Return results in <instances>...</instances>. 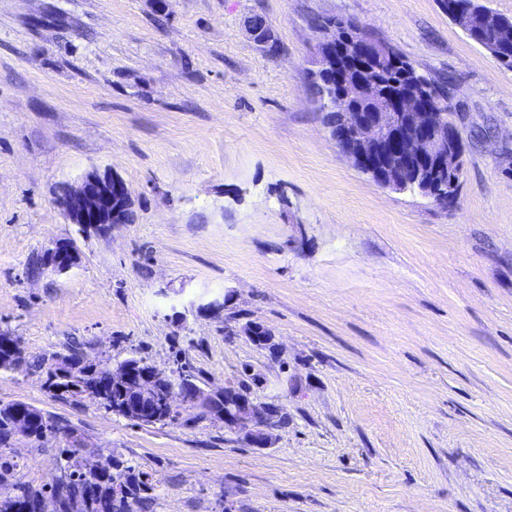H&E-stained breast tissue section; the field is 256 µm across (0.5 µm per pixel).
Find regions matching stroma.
I'll use <instances>...</instances> for the list:
<instances>
[{"label":"stroma","mask_w":512,"mask_h":512,"mask_svg":"<svg viewBox=\"0 0 512 512\" xmlns=\"http://www.w3.org/2000/svg\"><path fill=\"white\" fill-rule=\"evenodd\" d=\"M326 19L448 87L450 204L339 149L311 91ZM93 171L126 182L130 222L64 218L57 198ZM60 240L79 264L30 271ZM221 296L223 317L201 312ZM249 323L274 349L226 336ZM0 330L31 357L80 342L181 360L205 388L260 377L255 397L288 415L268 448L0 375V401L151 474V512H512V69L438 0H0ZM11 453L22 480L58 473L55 447Z\"/></svg>","instance_id":"35a3bbf8"}]
</instances>
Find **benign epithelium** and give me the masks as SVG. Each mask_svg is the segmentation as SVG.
<instances>
[{
	"label": "benign epithelium",
	"mask_w": 512,
	"mask_h": 512,
	"mask_svg": "<svg viewBox=\"0 0 512 512\" xmlns=\"http://www.w3.org/2000/svg\"><path fill=\"white\" fill-rule=\"evenodd\" d=\"M450 13L471 35L476 34L478 24L494 26L503 40L512 42V23H505L494 12L485 10L475 17L469 7L452 3ZM314 29L318 34L316 73L339 76V88H329L319 99L320 110L335 111L332 136L351 147L347 158L353 166L385 188L399 192L416 189L433 203L447 204L448 194L459 185L462 173L458 126L426 91L389 92L383 66L394 57L393 46L364 40L363 29L352 25L355 49L367 64L360 68L359 75L344 77L342 55L334 52L338 27L320 21ZM248 30L253 42L264 48L266 25L253 17ZM128 200L129 191L121 179L93 171L78 187L65 189L57 205L69 223L105 232L123 223L122 210ZM79 260L80 254L70 241L58 242L43 254L44 266L59 273L69 271ZM51 365L62 379L75 372L72 361L63 353L52 356ZM112 387L122 392L114 408L136 421L155 419L160 408L172 404L181 394L171 384V372L153 364L140 374L128 366H112ZM230 391L238 393L231 410L211 409L213 401L224 397V390L197 384L192 388V404L224 426L242 432L250 446L270 447L274 425L266 419V406L256 402L249 390L232 387Z\"/></svg>",
	"instance_id": "1"
}]
</instances>
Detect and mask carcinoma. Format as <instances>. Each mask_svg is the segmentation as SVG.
I'll use <instances>...</instances> for the list:
<instances>
[{"label": "carcinoma", "instance_id": "1", "mask_svg": "<svg viewBox=\"0 0 512 512\" xmlns=\"http://www.w3.org/2000/svg\"><path fill=\"white\" fill-rule=\"evenodd\" d=\"M387 78L395 84V90L408 89L417 80L424 87L434 83L420 73L403 55L387 69ZM20 347L18 337L7 331L0 332V374L11 373L15 369L26 368L38 375L53 397L66 400L78 394L60 389V383L50 380V368L45 361L29 359L23 351L12 352L8 346ZM68 357L88 375L81 384L88 389V396L98 400V404L112 409V402L119 396L112 389V370L107 358L104 364L87 359L83 348L74 344L67 349ZM23 408L33 416L30 433L25 441L37 448H43L53 441L61 440L64 446L59 449L60 474L42 485H32L17 478V462L9 455L8 449L19 442L18 435L9 427L14 410ZM189 407L180 405L160 410V421H146L144 425L160 427L177 424L181 421H195L206 418L203 412L188 414ZM76 430L61 417L38 409L21 401L0 403V512H23L26 505L39 508V512H133L132 507L146 510L147 493L152 490L150 475L137 465L122 460L112 450L91 448L86 443L72 441ZM90 456L103 458L108 469L97 472L87 468L84 459Z\"/></svg>", "mask_w": 512, "mask_h": 512}]
</instances>
